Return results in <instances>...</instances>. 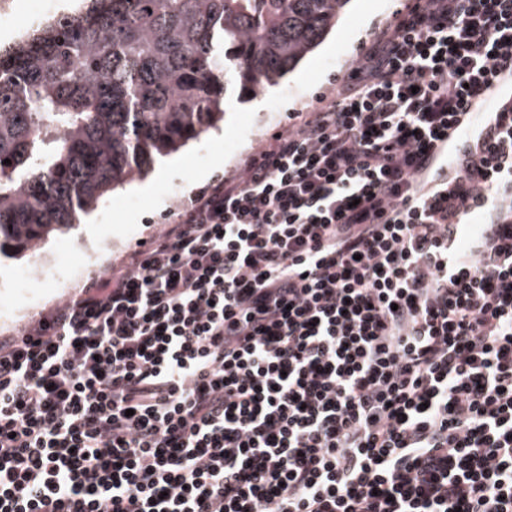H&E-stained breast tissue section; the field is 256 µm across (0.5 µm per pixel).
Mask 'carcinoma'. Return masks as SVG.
<instances>
[{
    "instance_id": "obj_1",
    "label": "carcinoma",
    "mask_w": 512,
    "mask_h": 512,
    "mask_svg": "<svg viewBox=\"0 0 512 512\" xmlns=\"http://www.w3.org/2000/svg\"><path fill=\"white\" fill-rule=\"evenodd\" d=\"M350 0H84L0 54V259L33 251L278 82ZM11 163H5V160Z\"/></svg>"
}]
</instances>
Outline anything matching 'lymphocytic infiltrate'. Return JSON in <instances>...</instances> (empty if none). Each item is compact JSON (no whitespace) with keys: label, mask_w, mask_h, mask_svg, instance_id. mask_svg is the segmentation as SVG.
Listing matches in <instances>:
<instances>
[{"label":"lymphocytic infiltrate","mask_w":512,"mask_h":512,"mask_svg":"<svg viewBox=\"0 0 512 512\" xmlns=\"http://www.w3.org/2000/svg\"><path fill=\"white\" fill-rule=\"evenodd\" d=\"M512 0H414L331 99L0 336V512H512Z\"/></svg>","instance_id":"obj_1"}]
</instances>
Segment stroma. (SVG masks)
<instances>
[{
	"label": "stroma",
	"instance_id": "35a3bbf8",
	"mask_svg": "<svg viewBox=\"0 0 512 512\" xmlns=\"http://www.w3.org/2000/svg\"><path fill=\"white\" fill-rule=\"evenodd\" d=\"M410 0H351L325 41L279 84L257 95L230 85L223 121L174 151L177 169L154 179L150 193L123 184L93 209L90 224L47 238L37 250L0 261V336L44 306L65 299L88 274L107 269L172 219L175 206L240 165L288 124L290 113L330 94L336 78L369 45L375 31Z\"/></svg>",
	"mask_w": 512,
	"mask_h": 512
}]
</instances>
